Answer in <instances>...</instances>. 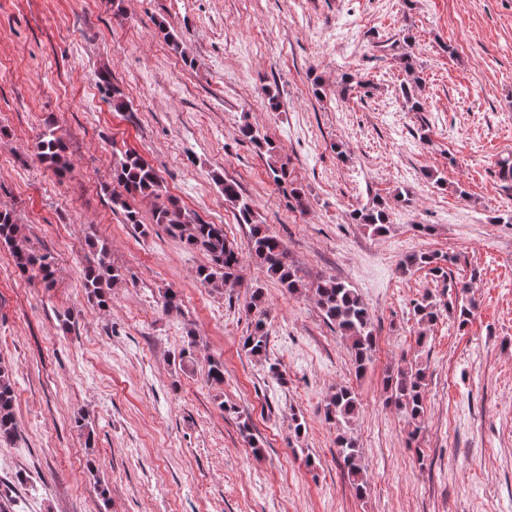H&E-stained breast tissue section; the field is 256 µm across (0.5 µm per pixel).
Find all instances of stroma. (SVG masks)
<instances>
[{"label":"stroma","instance_id":"35a3bbf8","mask_svg":"<svg viewBox=\"0 0 512 512\" xmlns=\"http://www.w3.org/2000/svg\"><path fill=\"white\" fill-rule=\"evenodd\" d=\"M182 32L176 54L157 29ZM453 52H446V45ZM412 48L425 109L408 111L398 55ZM109 71L127 109L98 79ZM355 86L342 94L340 79ZM278 108H270L269 95ZM250 123L302 188L306 211L279 192L239 128ZM54 124L70 171L37 160ZM137 151L181 205L247 250L215 176L235 181L257 223L279 236L306 288L288 293L251 258L235 286L201 285L202 252L153 223L113 212V153ZM512 154V0H0V209L28 249L50 254L53 287L22 277L0 247V360L15 370L19 435L0 442L7 512H512V190L496 162ZM413 192L411 205L396 194ZM385 201L376 235L351 213ZM107 240L122 279L107 308L81 286L91 238ZM453 257L471 282L467 324L443 281L408 256ZM352 284L376 330L357 375L346 342L308 285ZM264 293L266 359L248 355L251 288ZM177 292L179 313L162 308ZM439 318L421 325L424 296ZM195 332L193 363L177 355ZM426 336L418 347V336ZM224 382H208L211 358ZM427 369L417 438L386 402L389 370ZM277 368L282 381L272 379ZM340 386L362 407L350 426L367 492L344 476L334 425ZM302 414L295 433L293 414ZM250 420L262 451L239 431ZM110 489L102 504L98 484Z\"/></svg>","mask_w":512,"mask_h":512}]
</instances>
